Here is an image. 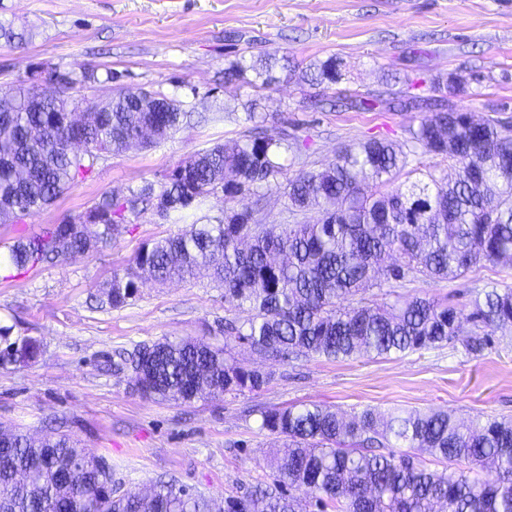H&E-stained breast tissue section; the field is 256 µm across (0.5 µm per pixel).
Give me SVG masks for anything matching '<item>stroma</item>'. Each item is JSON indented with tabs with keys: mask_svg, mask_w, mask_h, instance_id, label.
<instances>
[{
	"mask_svg": "<svg viewBox=\"0 0 512 512\" xmlns=\"http://www.w3.org/2000/svg\"><path fill=\"white\" fill-rule=\"evenodd\" d=\"M8 31L17 41L6 42ZM269 52L290 59L275 86L260 89L245 77L225 86L227 68ZM332 55L342 63L340 86L363 93L394 74L408 94L427 97L438 78L458 74L464 83L450 97L458 109L512 124V0H0V90L68 71L80 98L145 89L207 116L167 140L106 158L48 209L0 224V327L41 341L35 363L0 368V426L39 438L63 428L105 458L126 489L146 491L171 479L220 499L271 482L265 455L278 440L261 427L267 409L322 404L348 415L443 408L465 420L512 417L506 337L478 357L464 355L457 342L387 358L282 362L220 335L225 304L206 281L142 283L120 310L92 301L143 242L223 216L220 192L166 220L145 213L97 252L23 271L6 261L17 237L76 216L102 196L158 183L195 151L243 139L250 99L266 113L267 128L288 123L309 137L312 169L344 147L372 137L402 141L418 127L415 111L324 106L335 90L302 73ZM86 69L95 71V82H80ZM507 285L512 268L498 266L406 290L467 313L477 293ZM173 337L205 339L272 378L255 392L174 403L146 398L129 373L105 369L116 352Z\"/></svg>",
	"mask_w": 512,
	"mask_h": 512,
	"instance_id": "obj_1",
	"label": "stroma"
}]
</instances>
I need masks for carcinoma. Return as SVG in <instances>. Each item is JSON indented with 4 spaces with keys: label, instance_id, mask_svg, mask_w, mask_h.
<instances>
[{
    "label": "carcinoma",
    "instance_id": "carcinoma-1",
    "mask_svg": "<svg viewBox=\"0 0 512 512\" xmlns=\"http://www.w3.org/2000/svg\"><path fill=\"white\" fill-rule=\"evenodd\" d=\"M280 62L275 53L238 62L224 72L225 84L249 70L252 84L271 87ZM302 79L334 86L339 63L333 56L313 63ZM462 83L451 73L437 83L442 94L426 99L389 83L366 94L336 91L332 108L385 104L429 116L404 142L362 141L317 170L305 168L308 143L296 129L284 123L271 134L266 117L249 110L248 138L190 154L157 189L146 184L105 196L82 214L17 239L10 263L28 270L94 252L125 232L132 216L150 210L165 219L221 191L237 201L224 218L142 243L96 300L118 310L135 299L142 280L207 278L224 289L232 308L248 313L242 321L225 317L220 331L275 358L440 349L460 335L464 320L471 323L464 350L479 355L496 333L512 330V288L484 292L467 315L416 295L399 294L392 304L365 297L373 287L512 266V125L477 122L450 105L448 93ZM73 86L70 80L49 94L22 82L0 93V224L49 207L91 177L102 158L166 139L191 120L180 100L130 90L76 118ZM419 154L448 159V176L401 179ZM289 160L299 164L292 174ZM273 189L286 198L282 224L265 223L259 202L245 203ZM312 209L321 218L301 220ZM10 335L11 328L0 327V368L37 358L38 339ZM124 367L142 395L184 403L195 392L257 391L271 378L228 363L223 348L195 338L141 344ZM261 418V428L284 441L269 453L278 478L220 502L164 482L145 493L123 490L102 479L100 457L70 435L36 439L0 427V512H512V420L465 422L444 410L382 416L368 409L346 418L317 404L264 410ZM393 442L407 451L395 453ZM424 455L447 466L430 470Z\"/></svg>",
    "mask_w": 512,
    "mask_h": 512
}]
</instances>
